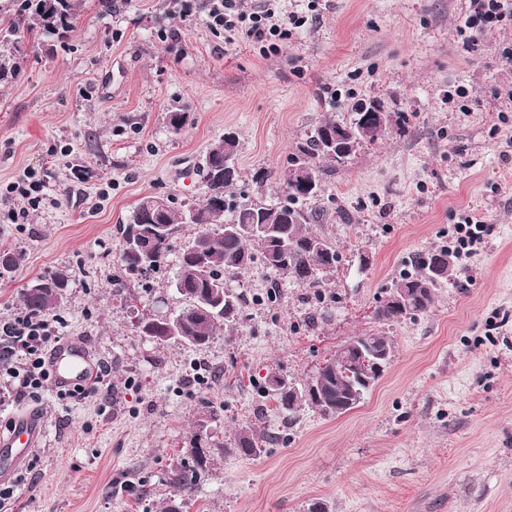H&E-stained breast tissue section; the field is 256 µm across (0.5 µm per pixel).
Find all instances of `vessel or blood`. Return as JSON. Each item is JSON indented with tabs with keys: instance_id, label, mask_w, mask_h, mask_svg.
I'll list each match as a JSON object with an SVG mask.
<instances>
[{
	"instance_id": "vessel-or-blood-1",
	"label": "vessel or blood",
	"mask_w": 512,
	"mask_h": 512,
	"mask_svg": "<svg viewBox=\"0 0 512 512\" xmlns=\"http://www.w3.org/2000/svg\"><path fill=\"white\" fill-rule=\"evenodd\" d=\"M53 387L70 390L84 385L97 373V364L88 345L81 339L62 341L49 354ZM47 433L44 413L22 409L13 413L7 428L0 430V448L9 453L8 467L0 469V483L11 481L17 467L35 448L41 447Z\"/></svg>"
}]
</instances>
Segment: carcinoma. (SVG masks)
<instances>
[{"mask_svg":"<svg viewBox=\"0 0 512 512\" xmlns=\"http://www.w3.org/2000/svg\"><path fill=\"white\" fill-rule=\"evenodd\" d=\"M73 14V0H17L18 21L0 28V80L18 69L15 56L6 55L2 48L16 43L21 24H26L29 33L39 29L51 34L68 29ZM362 104L363 101H357L346 120L328 118L315 126L306 142L297 147L291 163L315 183H321L318 161L331 159L324 148L325 137L360 124ZM391 122L389 114L384 127L357 139L349 153L336 162L351 158L365 143L377 142L388 132ZM238 146L235 135L218 140L206 151L201 162L205 186L201 203L177 209L168 197L162 212L150 214L141 201L120 224L119 269L138 279L164 265L176 234L184 229L193 230L173 277L174 288L183 299V306L172 314V320L178 324L175 335H168L166 329H149L146 318L136 323L137 332L160 345L179 342L200 348L209 344L220 327H237L242 301L229 282L249 272L257 260L265 268L306 288L320 287L318 274L336 269L341 261L336 245L311 229L318 219L311 202L320 196V190L309 192L286 174L282 178L281 198L274 203L262 196L231 192L239 178L235 164ZM137 230L141 231L143 247L149 255V268L138 274L135 273L138 255L127 250V242ZM452 266L453 255L448 250L429 253L421 262L420 272L403 275L385 291L378 317L395 322L429 312L435 302V290L448 279ZM69 281L70 273L64 270L32 280L19 296L25 313L34 318L48 314L62 303ZM396 288L421 289L423 293L398 307L391 301ZM360 339L364 354L356 364L338 370L333 355L299 391H293L295 382L276 374L266 376L264 391L280 409L288 412L303 405L322 414L331 408L333 416L336 407L342 413L353 409L382 375L393 352L391 340L386 336L371 333ZM262 442L263 437L253 426H244L236 433L231 451L245 457L255 456L263 451ZM208 445L205 425L199 422L191 448L196 467L200 469L210 461Z\"/></svg>","mask_w":512,"mask_h":512,"instance_id":"carcinoma-1","label":"carcinoma"}]
</instances>
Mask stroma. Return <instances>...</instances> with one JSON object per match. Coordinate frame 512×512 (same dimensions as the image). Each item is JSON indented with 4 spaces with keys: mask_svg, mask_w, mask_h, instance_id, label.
Segmentation results:
<instances>
[{
    "mask_svg": "<svg viewBox=\"0 0 512 512\" xmlns=\"http://www.w3.org/2000/svg\"><path fill=\"white\" fill-rule=\"evenodd\" d=\"M182 0H75L63 35H25L20 74L0 81V191L30 166L46 182L25 223L0 222V322L20 315L32 279L69 271L50 312L110 370L112 395L45 387L0 406L48 417L19 469L7 512H512V22L459 33L469 0H324L279 55L226 44ZM406 119L345 163L322 161L314 232L342 259L313 291L258 266L231 281L234 332L201 349L138 335L136 317L177 311L172 285L191 233L142 286L116 275L117 227L141 198L201 202L202 155L239 137L238 189L274 201L310 130L359 99ZM188 112L179 131L171 110ZM270 177L256 184L257 170ZM484 243L455 265L430 312L378 319V302L462 215ZM389 337L392 358L365 399L337 417L264 397L273 371L310 380L351 337ZM206 422L211 460L191 493ZM265 437L255 458L228 447L244 425ZM206 426L198 422L196 425V431L191 440V448L192 453L194 455V460L197 468L202 469L206 467L208 463H210V454H209V441L207 436ZM205 432V433H204Z\"/></svg>",
    "mask_w": 512,
    "mask_h": 512,
    "instance_id": "obj_1",
    "label": "stroma"
}]
</instances>
